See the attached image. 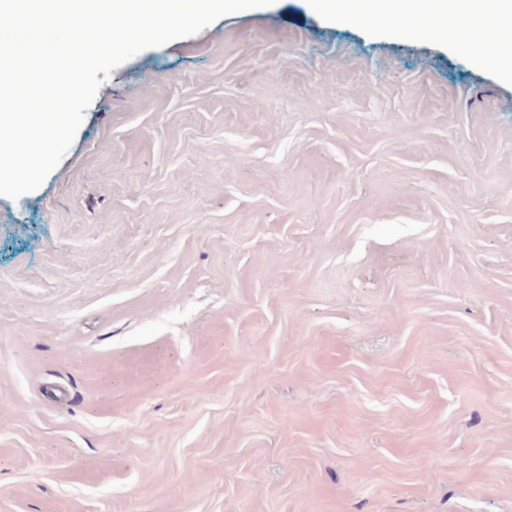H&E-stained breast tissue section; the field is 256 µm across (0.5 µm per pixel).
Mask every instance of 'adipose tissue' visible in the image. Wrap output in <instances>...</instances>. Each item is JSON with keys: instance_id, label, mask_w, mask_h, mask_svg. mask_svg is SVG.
<instances>
[{"instance_id": "adipose-tissue-1", "label": "adipose tissue", "mask_w": 512, "mask_h": 512, "mask_svg": "<svg viewBox=\"0 0 512 512\" xmlns=\"http://www.w3.org/2000/svg\"><path fill=\"white\" fill-rule=\"evenodd\" d=\"M341 7L351 15L372 22L390 20L398 16L423 17L439 29L449 21L480 13L487 22L483 29L485 43L499 46L501 39L512 33V14L499 11L496 0H316L317 8L326 10Z\"/></svg>"}]
</instances>
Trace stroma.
I'll return each instance as SVG.
<instances>
[{
    "label": "stroma",
    "mask_w": 512,
    "mask_h": 512,
    "mask_svg": "<svg viewBox=\"0 0 512 512\" xmlns=\"http://www.w3.org/2000/svg\"><path fill=\"white\" fill-rule=\"evenodd\" d=\"M0 512H512V78L310 0L113 70L0 196Z\"/></svg>",
    "instance_id": "35a3bbf8"
}]
</instances>
